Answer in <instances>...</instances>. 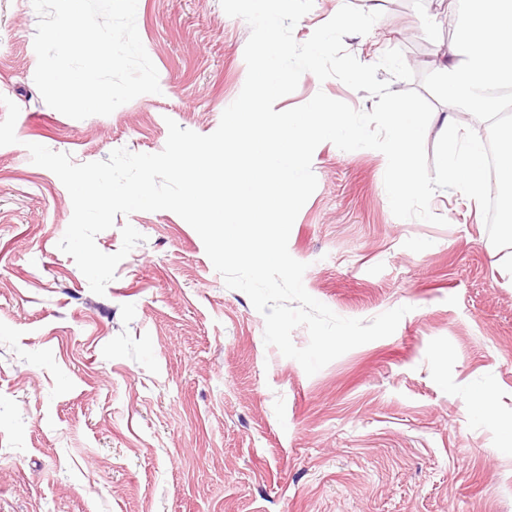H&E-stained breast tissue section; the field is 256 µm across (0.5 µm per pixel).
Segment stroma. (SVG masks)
<instances>
[{
  "label": "stroma",
  "instance_id": "1",
  "mask_svg": "<svg viewBox=\"0 0 512 512\" xmlns=\"http://www.w3.org/2000/svg\"><path fill=\"white\" fill-rule=\"evenodd\" d=\"M381 17L344 48L361 63L402 50L433 105L408 148L436 179L455 104L437 61L457 0H349ZM37 14L0 0V512H512V235L481 205L437 191L439 226L396 218L373 149L314 151L315 192L288 249L307 292L337 315L371 320L406 305L388 337L314 375L266 346L264 318L227 288L196 231L168 210L117 215L144 235L104 295L58 248L70 195L28 144L75 163L117 148L163 150L167 120L213 133L239 95L249 25L220 0H138L136 26L162 91L83 120L35 83ZM436 36H429V29ZM357 110L375 97L308 76L276 110L317 92Z\"/></svg>",
  "mask_w": 512,
  "mask_h": 512
}]
</instances>
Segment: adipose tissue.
Listing matches in <instances>:
<instances>
[{"mask_svg":"<svg viewBox=\"0 0 512 512\" xmlns=\"http://www.w3.org/2000/svg\"><path fill=\"white\" fill-rule=\"evenodd\" d=\"M474 10L451 46V62L439 65L442 87L460 109L443 124L457 135L463 116L477 112L495 118L500 101L497 88L512 86V0H473ZM487 160L482 143L474 141L444 153L440 185L458 189L481 204Z\"/></svg>","mask_w":512,"mask_h":512,"instance_id":"obj_1","label":"adipose tissue"}]
</instances>
